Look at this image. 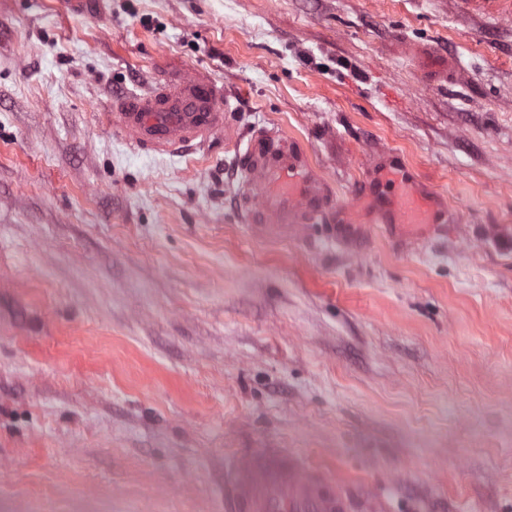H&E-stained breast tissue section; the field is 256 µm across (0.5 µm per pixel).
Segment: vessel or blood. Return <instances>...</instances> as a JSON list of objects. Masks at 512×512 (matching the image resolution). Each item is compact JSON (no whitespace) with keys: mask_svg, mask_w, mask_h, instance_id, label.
Returning <instances> with one entry per match:
<instances>
[{"mask_svg":"<svg viewBox=\"0 0 512 512\" xmlns=\"http://www.w3.org/2000/svg\"><path fill=\"white\" fill-rule=\"evenodd\" d=\"M112 124L135 148L170 155L204 146L222 133L230 106L224 87L193 76L125 93L113 103ZM247 177L243 211L251 224L346 222L329 180L292 138L251 134L239 157ZM356 199L367 200L375 224H438L446 219L441 197L397 161L388 160L359 181ZM236 481L225 512H351L345 493L318 468L282 454L254 452L235 462Z\"/></svg>","mask_w":512,"mask_h":512,"instance_id":"1","label":"vessel or blood"}]
</instances>
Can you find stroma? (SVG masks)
Instances as JSON below:
<instances>
[{
  "mask_svg": "<svg viewBox=\"0 0 512 512\" xmlns=\"http://www.w3.org/2000/svg\"><path fill=\"white\" fill-rule=\"evenodd\" d=\"M192 69L223 139L129 148L114 96ZM259 128L349 214L394 156L448 221L258 233ZM262 448L355 512H512V0H7L0 512H224Z\"/></svg>",
  "mask_w": 512,
  "mask_h": 512,
  "instance_id": "35a3bbf8",
  "label": "stroma"
}]
</instances>
